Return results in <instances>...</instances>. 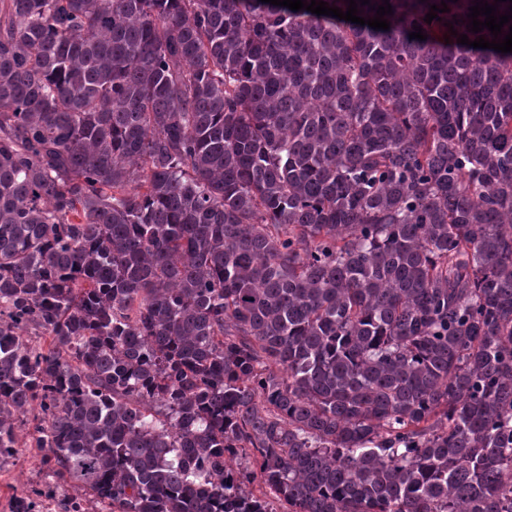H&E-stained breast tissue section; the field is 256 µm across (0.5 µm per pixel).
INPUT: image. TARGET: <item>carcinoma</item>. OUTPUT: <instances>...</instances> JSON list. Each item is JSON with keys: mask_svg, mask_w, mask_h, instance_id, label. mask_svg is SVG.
I'll use <instances>...</instances> for the list:
<instances>
[{"mask_svg": "<svg viewBox=\"0 0 512 512\" xmlns=\"http://www.w3.org/2000/svg\"><path fill=\"white\" fill-rule=\"evenodd\" d=\"M389 3L0 9L11 512H512V53ZM18 448L15 465L0 471V512H10L12 495H19L31 486H37L46 479V467L38 448L22 444Z\"/></svg>", "mask_w": 512, "mask_h": 512, "instance_id": "obj_1", "label": "carcinoma"}]
</instances>
